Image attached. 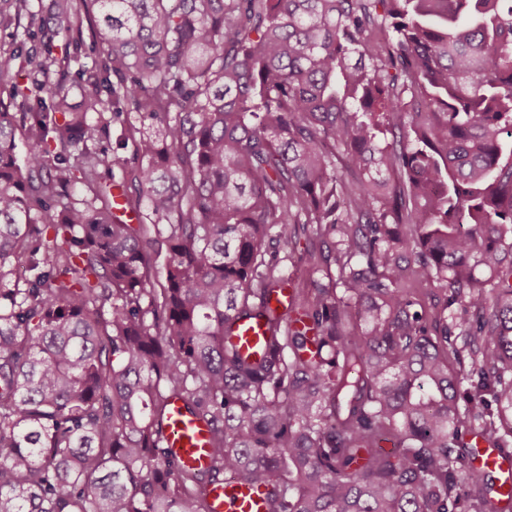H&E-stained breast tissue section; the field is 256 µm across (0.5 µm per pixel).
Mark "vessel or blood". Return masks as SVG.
Listing matches in <instances>:
<instances>
[{
	"instance_id": "1",
	"label": "vessel or blood",
	"mask_w": 512,
	"mask_h": 512,
	"mask_svg": "<svg viewBox=\"0 0 512 512\" xmlns=\"http://www.w3.org/2000/svg\"><path fill=\"white\" fill-rule=\"evenodd\" d=\"M264 329L260 323L245 320L234 329V341L242 354L256 356L261 351ZM163 436L172 455L188 467L206 469L210 464L207 427L184 409L181 401H171L163 427ZM481 463L507 483L512 484V451L488 444L480 451ZM208 502L211 512H268L264 495L235 481L212 487Z\"/></svg>"
}]
</instances>
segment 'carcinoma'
<instances>
[{
    "label": "carcinoma",
    "mask_w": 512,
    "mask_h": 512,
    "mask_svg": "<svg viewBox=\"0 0 512 512\" xmlns=\"http://www.w3.org/2000/svg\"><path fill=\"white\" fill-rule=\"evenodd\" d=\"M0 31L40 42L0 52V512H209L227 479L494 512L463 437L512 442V0H0ZM264 328L259 322L244 320L233 330L234 342L239 346L243 355L258 356L261 351V338ZM163 436L172 455L188 467L205 470L210 464L207 427L184 409L180 400L169 403Z\"/></svg>",
    "instance_id": "1"
}]
</instances>
